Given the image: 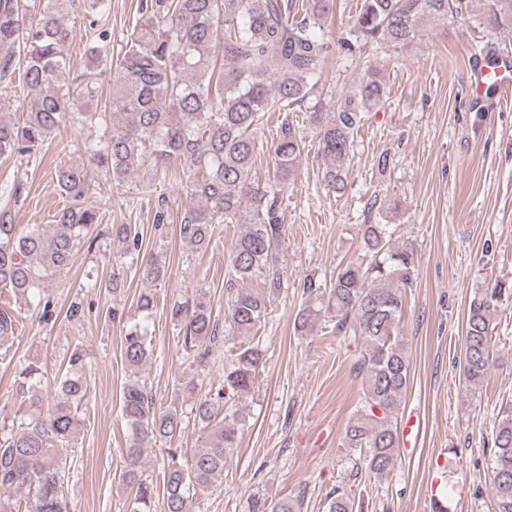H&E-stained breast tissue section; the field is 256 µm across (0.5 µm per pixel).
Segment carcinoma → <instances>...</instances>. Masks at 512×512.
<instances>
[{
    "instance_id": "carcinoma-1",
    "label": "carcinoma",
    "mask_w": 512,
    "mask_h": 512,
    "mask_svg": "<svg viewBox=\"0 0 512 512\" xmlns=\"http://www.w3.org/2000/svg\"><path fill=\"white\" fill-rule=\"evenodd\" d=\"M75 0H0V110L8 90L22 82L26 94L14 104V119L0 118V157L30 162L61 128L76 123L104 126L93 143L75 142L77 160L56 170L66 197L52 232L32 224L19 232L10 203L21 197L18 180L0 184V289L28 300L53 318L52 300L43 283L71 268L82 246L97 242L92 227L99 211L92 201L89 168L99 169L113 187L152 163L169 172L178 166L192 174L187 194L197 201L183 211L180 236L192 248L206 250L219 224L239 232L228 256L224 324L239 339L224 368V389L199 393L191 413L203 431L202 448L184 463L173 448L162 465L166 512H194V496L224 483V465L238 446L239 405L254 389L266 362L258 336L269 295L281 287L279 250L284 240L281 206L288 182L304 149L302 138L285 127L273 145V176H255L258 137L269 112H287L311 103L318 123V151L325 160L323 181L340 195L355 136L365 114L387 97L380 74L368 70L354 80L332 108H326L319 82L337 55L361 54L370 43L403 48L421 36L426 22L448 25V18L469 12L471 0H361L347 36L334 38L325 19L334 0H306L304 14L292 15L293 0H138L135 20L123 39V54L110 68V94L103 104L102 57L112 30L97 28L85 58L74 62L69 13ZM490 21H512V0H494ZM359 256L339 268L330 281L307 278V301L294 328L307 334L319 324L361 344L352 371L361 392L347 422L343 445L352 452L355 472L386 478L398 459V417L410 384L407 344L399 322L407 289L415 281L413 252L392 242L389 224H362ZM122 244L119 265L134 264L139 233L129 224L112 225ZM142 279L164 278L156 258L140 264ZM265 274L267 287L237 284ZM512 301V281L496 280L475 293L469 305L462 357L465 382L478 388L494 365L493 315ZM154 294L144 290L137 318L112 307L122 324V356L130 371L121 397V414L131 438L123 478L136 486L131 512H151L154 483L142 478V444L172 439L182 429L177 408L156 406L139 368L150 355L148 322ZM171 320L182 333L186 357L202 364L218 342L208 304L176 301ZM88 358L74 350L56 378L54 399L44 403L43 373L35 362L19 374L21 401L11 423L0 427V489L27 492L26 505L0 495V512H69L70 465L62 449L79 430L80 409L89 393ZM489 478L494 512H512V410L493 426ZM298 500L268 499L257 491L245 512H299ZM328 512H362L345 486L330 494Z\"/></svg>"
}]
</instances>
